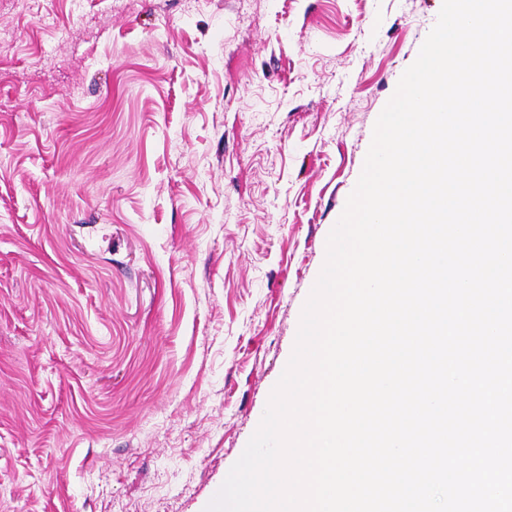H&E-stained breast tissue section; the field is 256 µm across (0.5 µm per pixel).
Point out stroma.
Returning a JSON list of instances; mask_svg holds the SVG:
<instances>
[{
	"mask_svg": "<svg viewBox=\"0 0 512 512\" xmlns=\"http://www.w3.org/2000/svg\"><path fill=\"white\" fill-rule=\"evenodd\" d=\"M441 6L0 0V512H204Z\"/></svg>",
	"mask_w": 512,
	"mask_h": 512,
	"instance_id": "1",
	"label": "stroma"
}]
</instances>
